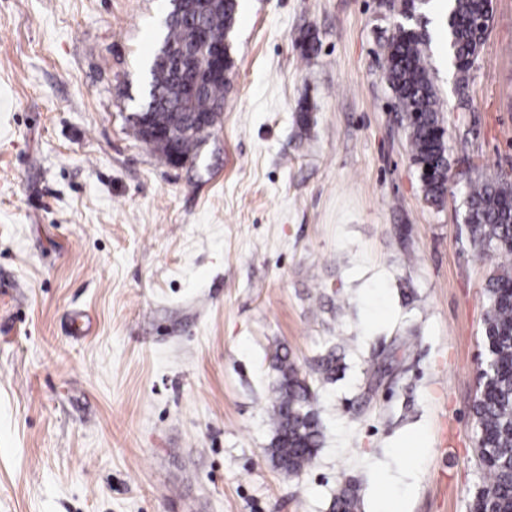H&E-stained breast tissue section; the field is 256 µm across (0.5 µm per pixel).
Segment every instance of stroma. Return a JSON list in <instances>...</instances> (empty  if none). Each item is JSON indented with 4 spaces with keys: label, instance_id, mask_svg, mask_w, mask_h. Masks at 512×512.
I'll use <instances>...</instances> for the list:
<instances>
[{
    "label": "stroma",
    "instance_id": "stroma-1",
    "mask_svg": "<svg viewBox=\"0 0 512 512\" xmlns=\"http://www.w3.org/2000/svg\"><path fill=\"white\" fill-rule=\"evenodd\" d=\"M446 13L422 11L436 206L383 78L387 0H240L224 111L180 168L131 122L167 0H0V512H330L347 483L359 512H467L502 257L466 239L460 171L512 168V0L467 111ZM283 349L345 364L296 477L267 453Z\"/></svg>",
    "mask_w": 512,
    "mask_h": 512
}]
</instances>
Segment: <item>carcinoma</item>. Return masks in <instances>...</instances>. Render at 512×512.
Instances as JSON below:
<instances>
[{"mask_svg": "<svg viewBox=\"0 0 512 512\" xmlns=\"http://www.w3.org/2000/svg\"><path fill=\"white\" fill-rule=\"evenodd\" d=\"M237 0H224V9L205 16L212 38L223 41L232 29ZM492 16L491 0H448V44L457 72V108L467 110L469 75L485 42ZM195 40L188 21L166 24L163 44L188 47ZM425 32L396 27L386 46L384 77L404 114L405 132L412 160L419 171L425 200L442 203L448 193L450 163L447 131L439 116L438 93L428 69L423 46ZM223 83L209 85L189 107H183L182 84L175 62L156 59L139 109L155 107L162 115L179 114L188 132L177 141L178 152L192 159L208 132L189 126L191 114L211 111L224 100ZM462 223L470 246L479 254L496 251L512 256V176L503 172L481 174L467 181ZM483 319L485 358L472 407L475 454L485 481L471 497L468 512H512V263L499 264L485 284ZM340 357L330 350L312 367L318 379L331 380L340 370ZM277 396L272 406L274 435L268 453L275 466L291 476L300 475L321 447L322 423L314 406L315 393L309 375L289 357L277 353ZM356 487L339 489L331 512H357Z\"/></svg>", "mask_w": 512, "mask_h": 512, "instance_id": "carcinoma-1", "label": "carcinoma"}]
</instances>
